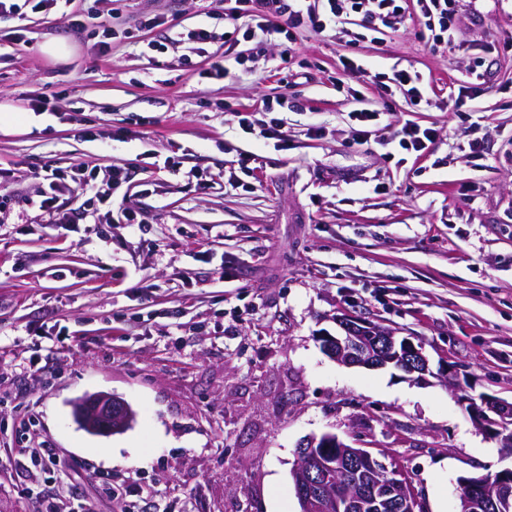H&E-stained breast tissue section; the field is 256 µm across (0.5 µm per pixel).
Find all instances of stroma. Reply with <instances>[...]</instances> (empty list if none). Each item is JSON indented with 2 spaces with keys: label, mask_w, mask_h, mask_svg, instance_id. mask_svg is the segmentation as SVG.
<instances>
[{
  "label": "stroma",
  "mask_w": 512,
  "mask_h": 512,
  "mask_svg": "<svg viewBox=\"0 0 512 512\" xmlns=\"http://www.w3.org/2000/svg\"><path fill=\"white\" fill-rule=\"evenodd\" d=\"M70 9L79 26L0 18V106L20 116L0 131V512H300L296 450L325 433L370 436L425 512L511 467L461 397L512 402V0H460L448 46L413 13L376 40L348 24L243 41L224 78L203 75L225 50L213 0ZM202 25L212 42L173 38ZM396 64L422 74L420 107L373 82ZM283 96L301 104L286 147L241 131ZM359 107L438 136L421 157L356 143ZM76 161L127 179L106 201L64 189L77 224L28 205L35 171ZM341 314L422 344L433 377L329 358L318 337ZM98 391L131 405L127 430L76 424L72 401Z\"/></svg>",
  "instance_id": "1"
}]
</instances>
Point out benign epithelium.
<instances>
[{"label":"benign epithelium","mask_w":512,"mask_h":512,"mask_svg":"<svg viewBox=\"0 0 512 512\" xmlns=\"http://www.w3.org/2000/svg\"><path fill=\"white\" fill-rule=\"evenodd\" d=\"M340 331L319 337L323 351L337 361L356 366L383 367L392 364L424 383L432 374L422 345L394 334L369 320L345 315L337 318ZM479 405L468 407L474 424L512 449V403L481 395ZM74 418L80 427L97 435H112L129 428L135 413L122 398L105 392L77 399ZM367 469L368 485L348 483L350 472ZM296 495L300 512H342L356 500L381 492L383 504L393 503L396 512H422L409 482L402 473L388 467L361 441L346 444L333 434L311 437L299 447ZM512 496V469L493 475L462 477L459 480L460 512H479L490 500Z\"/></svg>","instance_id":"1"}]
</instances>
